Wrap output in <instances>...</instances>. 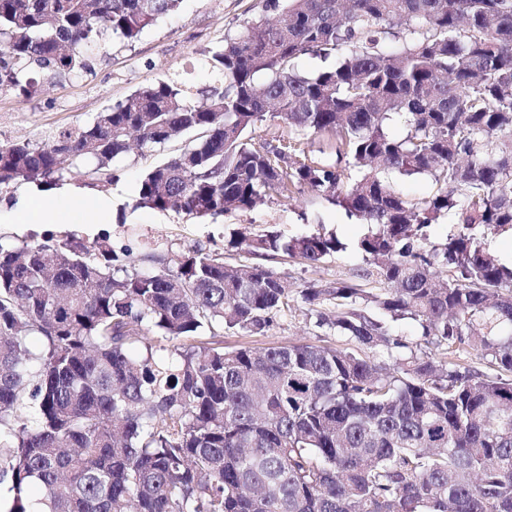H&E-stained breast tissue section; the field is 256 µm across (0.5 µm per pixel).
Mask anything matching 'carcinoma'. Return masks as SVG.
I'll use <instances>...</instances> for the list:
<instances>
[{"instance_id":"carcinoma-1","label":"carcinoma","mask_w":512,"mask_h":512,"mask_svg":"<svg viewBox=\"0 0 512 512\" xmlns=\"http://www.w3.org/2000/svg\"><path fill=\"white\" fill-rule=\"evenodd\" d=\"M181 2L0 0V89L29 96L36 70L90 74L102 44L137 40ZM266 7L278 21L246 20L208 51L202 100L159 80L50 142L0 143V186H51L65 159L110 177L132 144L191 133L142 176L136 206L216 218L312 191L371 225L360 278L378 291H302L335 306L316 326L346 347L226 350L199 331L265 334L290 307L266 261L319 263L344 249L336 236L271 231L239 242L248 262L194 247L174 269L145 256L150 271L107 236L0 240L6 512H512V265L480 242L512 231V0ZM308 54L335 63L307 75ZM268 119L288 137L253 142ZM319 133L333 158L312 149ZM389 173L435 191L412 202ZM448 213L459 231L426 248L423 229ZM405 319L419 337L392 334ZM462 346L489 371L453 363Z\"/></svg>"}]
</instances>
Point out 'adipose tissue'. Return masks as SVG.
<instances>
[{
    "label": "adipose tissue",
    "instance_id": "1",
    "mask_svg": "<svg viewBox=\"0 0 512 512\" xmlns=\"http://www.w3.org/2000/svg\"><path fill=\"white\" fill-rule=\"evenodd\" d=\"M112 221L109 199L73 186H31L0 210L1 224H108Z\"/></svg>",
    "mask_w": 512,
    "mask_h": 512
}]
</instances>
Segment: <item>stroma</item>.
<instances>
[{
    "label": "stroma",
    "mask_w": 512,
    "mask_h": 512,
    "mask_svg": "<svg viewBox=\"0 0 512 512\" xmlns=\"http://www.w3.org/2000/svg\"><path fill=\"white\" fill-rule=\"evenodd\" d=\"M265 5L266 0H183L175 14L160 19L137 41L106 46L98 55L93 76L79 80L38 76L37 91L28 98L0 90V143L52 139L62 130L89 123L105 108L158 80L178 78L193 89H206L212 82L206 64L208 51L223 44L225 35L237 31L243 20L265 14ZM189 141L184 135L151 151H131L116 163L111 179L84 167L69 169L64 175L66 183L112 200L111 223L78 224L75 232L88 243L110 236L115 250L127 251L136 259L152 251L172 264L196 245L223 256L231 265L246 258L241 249L231 247L234 238L270 231L285 237L318 231L335 234L344 248L322 263L285 257L271 260V268L287 281L292 301L266 334L228 331L221 341L227 349L341 344V337L316 327L301 292L311 284L357 281L367 263L356 244L368 232V224L309 191L294 200L268 199L217 218L136 207L142 175L180 153Z\"/></svg>",
    "instance_id": "obj_1"
}]
</instances>
